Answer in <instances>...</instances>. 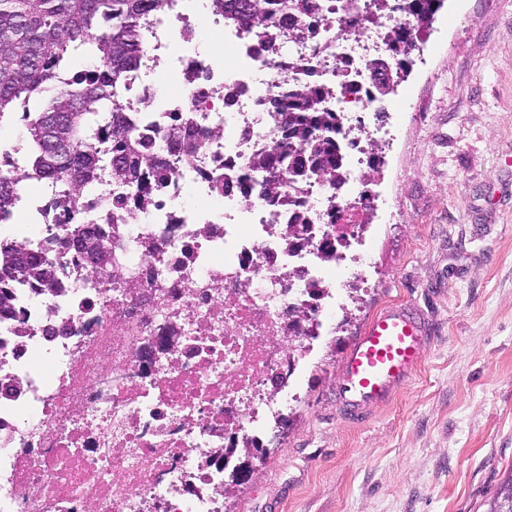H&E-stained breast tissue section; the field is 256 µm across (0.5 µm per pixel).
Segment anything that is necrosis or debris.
<instances>
[{
    "label": "necrosis or debris",
    "mask_w": 512,
    "mask_h": 512,
    "mask_svg": "<svg viewBox=\"0 0 512 512\" xmlns=\"http://www.w3.org/2000/svg\"><path fill=\"white\" fill-rule=\"evenodd\" d=\"M321 2L299 42L278 28L259 43L206 0H170L144 31L128 117L170 174L145 182L147 209L106 181L70 209L104 234L119 277L89 279L60 246L58 184L21 191L0 219L29 224L25 247L55 258L58 278L48 294L13 282L0 317V512H224L225 472L300 400L302 372L342 329L347 286L373 274L363 217L384 202L351 148L394 134L367 65L386 29L415 25L395 10L351 26ZM314 83L330 90L341 166L286 180L274 201L241 189L251 160L281 153L271 99ZM173 125L177 149L157 137Z\"/></svg>",
    "instance_id": "obj_1"
}]
</instances>
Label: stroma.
<instances>
[{"label":"stroma","instance_id":"35a3bbf8","mask_svg":"<svg viewBox=\"0 0 512 512\" xmlns=\"http://www.w3.org/2000/svg\"><path fill=\"white\" fill-rule=\"evenodd\" d=\"M393 94L397 137L373 189L368 291L307 373L226 512H486L512 473V0H446ZM420 309L433 340L409 384L339 416L344 354L380 309Z\"/></svg>","mask_w":512,"mask_h":512}]
</instances>
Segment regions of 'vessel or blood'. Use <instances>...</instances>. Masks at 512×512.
<instances>
[{"label": "vessel or blood", "instance_id": "b4317fda", "mask_svg": "<svg viewBox=\"0 0 512 512\" xmlns=\"http://www.w3.org/2000/svg\"><path fill=\"white\" fill-rule=\"evenodd\" d=\"M429 344L428 328L412 307L397 304L377 314L342 362L336 399L350 418L389 402L416 372Z\"/></svg>", "mask_w": 512, "mask_h": 512}]
</instances>
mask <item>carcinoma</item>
<instances>
[{
	"instance_id": "cac0c4a2",
	"label": "carcinoma",
	"mask_w": 512,
	"mask_h": 512,
	"mask_svg": "<svg viewBox=\"0 0 512 512\" xmlns=\"http://www.w3.org/2000/svg\"><path fill=\"white\" fill-rule=\"evenodd\" d=\"M166 0H0V127L21 116L24 170L29 181L51 179L79 189L96 180L97 167L107 168L111 181L129 189L143 186L145 172L167 175L150 154V144L137 139L126 122L125 93L130 91L144 52L143 30L164 8ZM417 26L431 21L441 0H403ZM224 14V24L244 27L265 41L271 27L288 29V38L303 40L312 33L310 18L319 0H212ZM392 54L401 56L383 79L392 86L412 52V37L389 38ZM102 67L96 79L73 84L65 79L77 63ZM329 90L313 87L288 94V102L274 100L285 114V146L278 161L256 158L246 178L260 174V193L274 200L284 181L268 183L280 171L315 175L340 166L334 113L325 109ZM43 101L38 112L27 109L32 99ZM110 138L114 153L100 150ZM76 246L92 261L91 273L108 264L103 235L91 229L71 230ZM12 278L58 283L50 261L40 254L16 251L0 238V313L10 309L6 282ZM487 512H512V475L501 484Z\"/></svg>"
}]
</instances>
